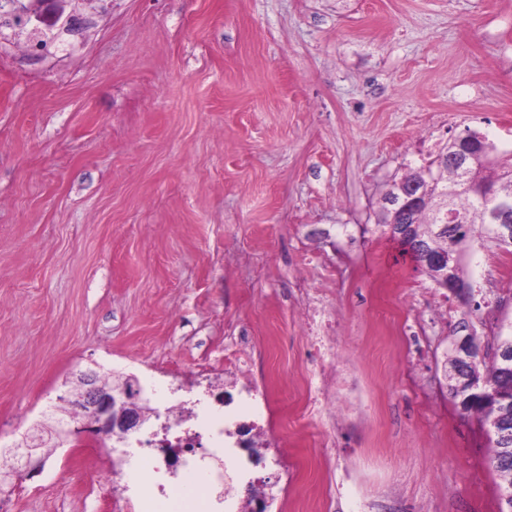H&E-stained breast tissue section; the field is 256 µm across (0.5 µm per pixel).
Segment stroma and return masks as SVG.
Instances as JSON below:
<instances>
[{
    "label": "stroma",
    "instance_id": "35a3bbf8",
    "mask_svg": "<svg viewBox=\"0 0 512 512\" xmlns=\"http://www.w3.org/2000/svg\"><path fill=\"white\" fill-rule=\"evenodd\" d=\"M78 33L42 49L0 28V446L62 412L77 376L224 380L236 336L266 348L294 413L307 338L295 290L320 289L361 407L289 438L286 512H499L489 438L443 365L467 319L512 322V254L472 240L473 298L436 287L377 228L408 165L473 130L512 149V0H69ZM314 254L339 273L320 276ZM424 317L423 353L409 319ZM125 447L90 434L0 484V512L112 508Z\"/></svg>",
    "mask_w": 512,
    "mask_h": 512
}]
</instances>
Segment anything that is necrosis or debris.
Returning a JSON list of instances; mask_svg holds the SVG:
<instances>
[{
    "label": "necrosis or debris",
    "mask_w": 512,
    "mask_h": 512,
    "mask_svg": "<svg viewBox=\"0 0 512 512\" xmlns=\"http://www.w3.org/2000/svg\"><path fill=\"white\" fill-rule=\"evenodd\" d=\"M301 315L307 330L310 355L306 378L317 381V394L300 407L296 422L336 420L340 410L359 404V382L345 369L335 350L334 320L321 291L304 289ZM204 379L164 391L160 422L147 441L155 453L133 469L140 473L138 486L147 501L164 497L178 504L177 512H196L191 498L182 494V482L197 478L207 489L208 512H247L258 504L261 512H283L278 487L254 478L253 469L283 468L285 434L267 425L264 413L277 387L274 377L250 384L239 391L240 406L229 412L202 404L198 393ZM170 478L158 481L162 469Z\"/></svg>",
    "instance_id": "necrosis-or-debris-1"
}]
</instances>
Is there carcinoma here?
Instances as JSON below:
<instances>
[{"label":"carcinoma","instance_id":"carcinoma-1","mask_svg":"<svg viewBox=\"0 0 512 512\" xmlns=\"http://www.w3.org/2000/svg\"><path fill=\"white\" fill-rule=\"evenodd\" d=\"M446 153L445 146L426 164L409 167L403 180L421 182L431 195L451 190L447 216L438 213L430 203L405 217L382 211L378 221L385 233L394 222H408V252L437 285L445 268L425 260L423 252L447 255L453 246L475 236V225L453 223V217L474 214L484 205L474 187L495 185L501 194L512 199V181H501L498 173L501 168L512 167V156L500 164L476 160L469 164L467 172L461 173L452 167L436 166ZM443 373L448 393L460 410L476 416L487 428L493 448L490 464L502 480L501 491L512 492V323L497 333L493 352L473 365L463 362L459 353H447Z\"/></svg>","mask_w":512,"mask_h":512}]
</instances>
